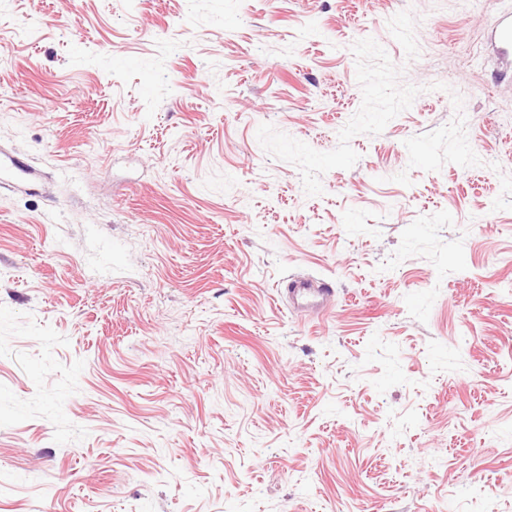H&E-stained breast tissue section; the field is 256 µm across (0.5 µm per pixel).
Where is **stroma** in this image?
Listing matches in <instances>:
<instances>
[{
    "mask_svg": "<svg viewBox=\"0 0 512 512\" xmlns=\"http://www.w3.org/2000/svg\"><path fill=\"white\" fill-rule=\"evenodd\" d=\"M507 7H0V512H512ZM365 38L422 92L306 196L257 130L336 148ZM455 92L480 165L409 169ZM323 285L324 288H315L311 279H293L288 285L289 302L294 309L322 313L327 309L329 297L334 293L329 284Z\"/></svg>",
    "mask_w": 512,
    "mask_h": 512,
    "instance_id": "obj_1",
    "label": "stroma"
}]
</instances>
